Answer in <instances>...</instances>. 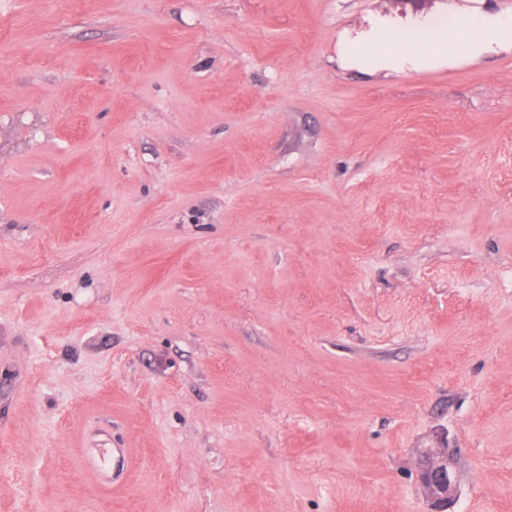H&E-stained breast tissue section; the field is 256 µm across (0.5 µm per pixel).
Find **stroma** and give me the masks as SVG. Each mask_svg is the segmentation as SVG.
Here are the masks:
<instances>
[{
    "mask_svg": "<svg viewBox=\"0 0 512 512\" xmlns=\"http://www.w3.org/2000/svg\"><path fill=\"white\" fill-rule=\"evenodd\" d=\"M508 13L0 0V512H512V48L339 56ZM127 448H102L99 455H90V465L96 470L100 484L110 487L120 477ZM452 467L448 448H424L418 452V475L431 512H446L457 497Z\"/></svg>",
    "mask_w": 512,
    "mask_h": 512,
    "instance_id": "stroma-1",
    "label": "stroma"
}]
</instances>
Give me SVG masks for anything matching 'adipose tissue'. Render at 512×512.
Here are the masks:
<instances>
[{"label": "adipose tissue", "mask_w": 512, "mask_h": 512, "mask_svg": "<svg viewBox=\"0 0 512 512\" xmlns=\"http://www.w3.org/2000/svg\"><path fill=\"white\" fill-rule=\"evenodd\" d=\"M385 50L376 43L346 46V57L361 65L392 66L411 63L426 67L460 54L478 53L496 45L512 44V16L473 19L443 17L397 33H384Z\"/></svg>", "instance_id": "ef3b65f1"}]
</instances>
